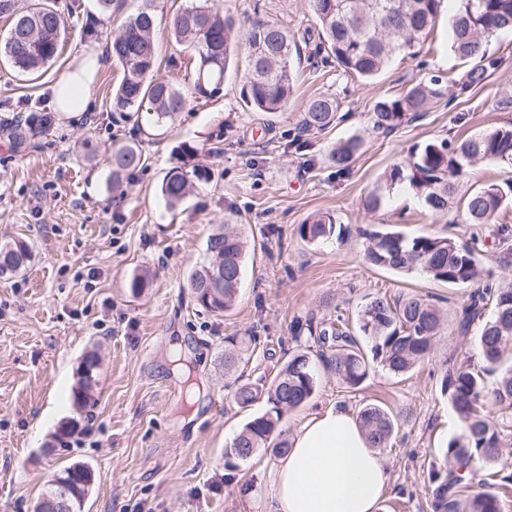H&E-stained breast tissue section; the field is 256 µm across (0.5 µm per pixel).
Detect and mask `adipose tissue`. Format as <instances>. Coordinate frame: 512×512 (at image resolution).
<instances>
[{
	"label": "adipose tissue",
	"instance_id": "ef3b65f1",
	"mask_svg": "<svg viewBox=\"0 0 512 512\" xmlns=\"http://www.w3.org/2000/svg\"><path fill=\"white\" fill-rule=\"evenodd\" d=\"M389 470L356 416L332 406L308 418L272 472L273 512H378Z\"/></svg>",
	"mask_w": 512,
	"mask_h": 512
}]
</instances>
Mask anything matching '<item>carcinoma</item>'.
I'll use <instances>...</instances> for the list:
<instances>
[{"label":"carcinoma","instance_id":"cac0c4a2","mask_svg":"<svg viewBox=\"0 0 512 512\" xmlns=\"http://www.w3.org/2000/svg\"><path fill=\"white\" fill-rule=\"evenodd\" d=\"M98 16L84 27V35H98L97 26L112 18L120 0H96ZM441 0H310L319 25L318 42L313 55L332 60L345 73L373 83L398 56H412L414 48L434 28ZM454 13L449 21V41L453 53L469 65L457 83L463 95L481 84L497 60L486 54L487 38L512 32V0H453ZM0 16L10 19V27L0 37V56L23 73H33L57 57L62 18L56 0H29L19 11L15 0H0ZM152 0L128 16L109 46V54L121 66L122 75L112 91V111L145 112L156 125L175 118L186 106V96L171 83L153 78L156 66L154 51ZM176 42L195 52L194 89L208 92L224 80L230 59L245 51L246 72L241 90L244 105L256 112H280L293 93L289 67L293 52L299 51L294 39L280 25L256 22L243 32L233 22L209 5V0H192L191 5L176 12L172 19ZM439 80L417 84L396 97H381L373 105L375 126L389 130L408 115L427 112L441 97ZM339 102L328 95L309 99L303 107L301 130H325L336 122ZM54 113L42 112L36 120L22 122L7 118L0 122V132L17 148L27 146L39 133L54 124ZM362 141L350 138L336 145L330 158L336 171L349 169ZM143 156L135 144L120 145L112 150V178L142 165ZM479 161L512 165V127L493 128L464 139L429 141L416 145L410 158L385 172L383 184L371 192L365 205L374 210L382 204L383 191L406 184L436 216L448 214L455 206L467 224H492L498 212L512 203V184L486 182L455 200L457 181ZM187 174L176 170L163 181L161 195L170 206L186 195ZM336 220L330 214H315L298 227L301 240L318 243L329 238ZM366 240L364 261L373 267L405 273L418 271L429 278L458 286H472L481 281L474 245L458 243L447 237L418 236L409 238L384 227L363 229ZM31 248L24 241L0 247V274L21 271L30 258ZM247 255V241L230 225L210 234L205 259L190 273L188 286L196 304L204 310L221 314L233 308L242 283ZM224 265V286L209 290L204 285L208 271ZM493 305L490 318L480 328L479 343L483 366L476 369L467 362L445 369L441 387L448 395L451 409L461 422V432L448 440L429 470L434 486L431 512H503L500 495L485 490L469 493L470 480L465 470L481 461H498L502 455L501 433L512 417V288H476L463 309L460 329L469 331L471 324L484 316ZM441 322L438 308L420 295L390 300L376 296L365 303L355 324L343 316L320 323L297 326L295 335L307 330L318 346L314 353L298 351L289 356L267 385L238 384L234 402L249 407L263 400L268 409L246 422L229 447L225 448L226 465L246 461L259 451L281 455L288 449L280 424L285 413L307 403L315 394L319 372L328 373L349 389L361 387L374 365L394 374L413 369L431 350ZM254 335L225 340L224 373L256 344ZM84 375L79 379L75 403L81 407L96 376L97 354L83 357ZM497 375L495 386H487L486 376ZM500 414L495 421L488 404ZM358 420L371 447H387L395 429L394 415L376 404H366ZM58 477L76 504L83 500L82 481L75 467L63 469Z\"/></svg>","mask_w":512,"mask_h":512}]
</instances>
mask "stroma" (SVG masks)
<instances>
[{
	"instance_id": "stroma-1",
	"label": "stroma",
	"mask_w": 512,
	"mask_h": 512,
	"mask_svg": "<svg viewBox=\"0 0 512 512\" xmlns=\"http://www.w3.org/2000/svg\"><path fill=\"white\" fill-rule=\"evenodd\" d=\"M142 0H125L98 37L83 27L95 0H57L64 30L54 63L31 80L0 61V112H55L51 131L32 148L15 151L0 138V243L27 241L25 270L0 276V512H34L40 494L62 469L89 466L95 482L82 512H270L271 473L278 462L258 453L235 469L224 449L265 403L239 408L224 373V340L256 333L259 344L238 372L262 383L276 363L307 349L295 321L355 318L375 296H431L443 320L430 353L410 372L373 367L359 390L320 374L314 397L285 414L294 435L311 415L331 406L358 411L380 401L397 419L387 448L390 474L379 512H431L429 466L461 430L440 389L447 363L481 365L479 325L460 333L468 288L413 272L371 267L362 256L360 226L382 224L410 237L485 240L484 279L512 287V236L496 241L498 225L512 226V205L493 224L462 223L456 211L432 216L409 190L386 194L366 209L367 196L411 147L462 139L512 126L502 89L512 82V34L489 39L502 65L470 93L456 83L466 70L450 50L452 0H443L435 28L414 57H395L373 84L333 63L310 59L306 36L318 25L309 0H210L244 28L263 18L288 29L300 51L292 55L293 97L285 111L256 112L240 98L245 61L231 65L223 83L193 90L195 59L171 35L185 0H154L155 75L183 89V112L161 128L139 113L110 112L121 78L106 44ZM95 57L96 99L90 109L55 111L54 89L69 67ZM440 76L443 99L406 117L389 132L374 130L373 103ZM336 97V124L299 133L304 103ZM360 138L349 171L337 172L329 153L337 142ZM136 143L143 166L112 183L114 146ZM190 172L183 201L168 207L160 193L172 170ZM316 212L331 214L344 231L322 243L300 239L297 228ZM235 224L254 239L236 306L217 316L196 305L188 275L218 226ZM147 274L149 286L132 296L128 282ZM101 358L87 404L73 392L84 355Z\"/></svg>"
}]
</instances>
